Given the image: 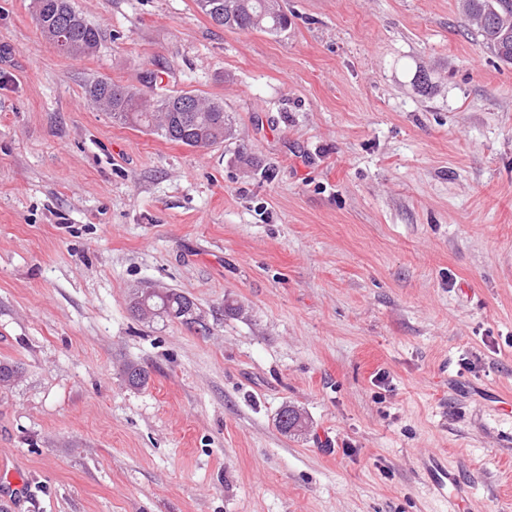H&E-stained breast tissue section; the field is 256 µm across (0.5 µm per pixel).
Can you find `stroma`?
I'll use <instances>...</instances> for the list:
<instances>
[{
	"label": "stroma",
	"mask_w": 512,
	"mask_h": 512,
	"mask_svg": "<svg viewBox=\"0 0 512 512\" xmlns=\"http://www.w3.org/2000/svg\"><path fill=\"white\" fill-rule=\"evenodd\" d=\"M72 4L91 55L0 0V459L24 488L0 512H444L428 454L462 512H512V64L459 0H282L276 36L195 0ZM146 67L233 137L89 101ZM146 284L207 331L133 315ZM141 82L147 90L122 86L114 81L94 79L86 93L96 106L104 100L107 112L120 124L156 132L164 139L192 148H208L229 139L232 135L230 116L222 103L204 102L188 91L164 92L158 86V76L151 70L142 72ZM153 95V104H147V95ZM191 99V107L184 110L166 105L174 98ZM278 416L276 419L277 428L283 434L296 435L307 427L305 418L294 407L283 408ZM300 416H302V420H300ZM421 471L429 491L447 507L448 512H457L467 499V485L458 472L449 469L443 457L429 455L421 460Z\"/></svg>",
	"instance_id": "obj_1"
}]
</instances>
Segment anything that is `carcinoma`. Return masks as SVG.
<instances>
[{
    "label": "carcinoma",
    "instance_id": "cac0c4a2",
    "mask_svg": "<svg viewBox=\"0 0 512 512\" xmlns=\"http://www.w3.org/2000/svg\"><path fill=\"white\" fill-rule=\"evenodd\" d=\"M265 2L267 0H196L198 9L207 17L223 16L222 26L227 29L260 30L272 35L286 31L288 15L283 8L271 12ZM461 8L475 21L487 48L501 62L512 64V0H465ZM34 19L43 35L64 24L70 30L73 44L96 48L100 43L99 29L74 9L71 0H35ZM141 82L144 89L137 90L113 81L94 79L87 85L86 93L93 104L104 102L113 120L149 129L171 142L208 148L231 137L232 122L223 104L213 100L204 102L188 91H161L158 76L151 69L142 72ZM144 302L162 311L161 319L206 328L204 323L191 320L188 309L193 300L183 292L153 288ZM124 376L133 387H140L148 380V373L132 363L126 365ZM276 424L286 435L306 428V420L291 406L281 410Z\"/></svg>",
    "mask_w": 512,
    "mask_h": 512
}]
</instances>
